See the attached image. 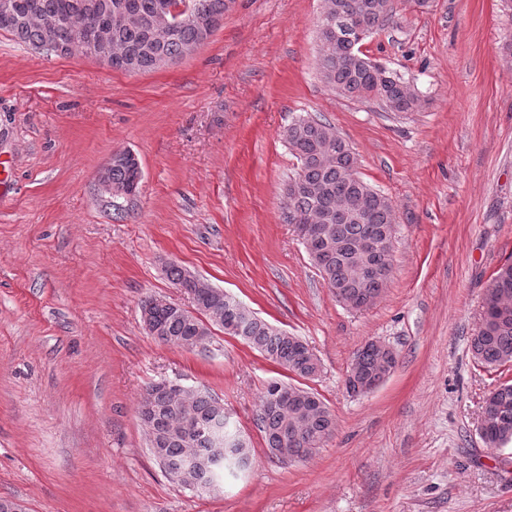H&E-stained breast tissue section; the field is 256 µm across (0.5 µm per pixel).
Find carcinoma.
Wrapping results in <instances>:
<instances>
[{
    "mask_svg": "<svg viewBox=\"0 0 512 512\" xmlns=\"http://www.w3.org/2000/svg\"><path fill=\"white\" fill-rule=\"evenodd\" d=\"M25 0H0V15H12L5 32L31 48L44 40L42 21L33 20L18 3ZM43 16L56 18L59 35L70 41L69 54L92 55L91 41L74 29L67 5L69 0H35ZM112 8L125 4L135 8L137 23L113 29V40L127 49L126 57L112 59V67L129 73L151 72L158 59L176 61L184 49L199 42L196 18L222 17L226 0H191V14L171 28L155 27L152 18L156 5L179 7L184 0H99ZM329 17L319 23L318 70L322 80L338 94L352 99L380 102L388 112H413L419 105L414 87L386 66L361 51L362 43L394 23L393 0H324ZM328 125L310 115L294 118L283 136L298 162V170L284 188L282 213L301 239L306 250L336 299L353 309L371 306L383 292L392 266L379 253L370 258L357 251L367 239L383 241L394 232L396 215L389 199L363 179H352L359 164L357 154L339 135L330 137ZM112 187L126 192L138 190L135 167L114 162L109 170ZM356 209L360 214L338 223L336 212ZM167 275L174 286L192 295L194 311L168 303L157 296L142 301V313L151 318L158 341L181 349L205 347L210 326L225 327L236 318V300L205 279L190 281L187 270L172 264ZM238 338L261 352L268 360L298 378L308 379L317 371L318 359L301 338L290 335L260 320L245 324ZM472 356L487 368L512 363V263L501 265L486 286L479 325L471 336ZM381 351L372 342L354 354L353 364L363 376L374 374L382 365ZM487 402L489 418L483 425L482 441L488 448L512 442V382L495 386ZM290 390L296 399L283 402L280 394ZM318 394L277 381L267 384L260 398L258 422L268 448H286L288 454L304 460L310 457L335 431V418L324 401L314 402ZM139 419L156 436L151 452L165 473L180 477L193 457L202 463L199 477L210 484L220 481L225 470L240 469L238 458L229 453L213 457L214 438L223 434L236 439L230 417L206 388L189 400L182 398L175 384L153 382L145 387L138 405ZM196 431L191 441L180 434L186 425Z\"/></svg>",
    "mask_w": 512,
    "mask_h": 512,
    "instance_id": "cac0c4a2",
    "label": "carcinoma"
}]
</instances>
